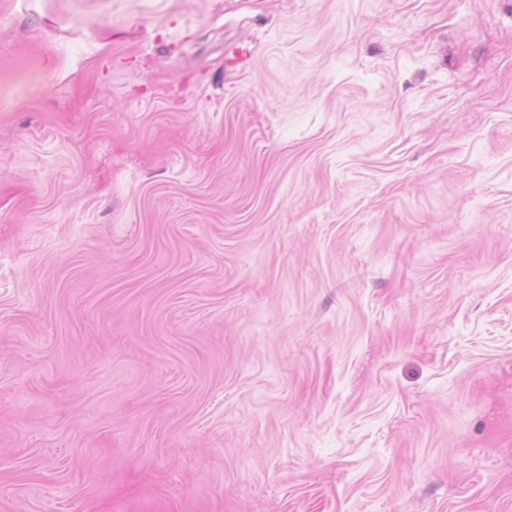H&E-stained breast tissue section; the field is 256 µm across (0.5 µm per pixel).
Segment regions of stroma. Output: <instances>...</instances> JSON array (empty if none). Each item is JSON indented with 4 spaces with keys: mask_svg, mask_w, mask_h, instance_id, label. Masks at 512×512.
<instances>
[{
    "mask_svg": "<svg viewBox=\"0 0 512 512\" xmlns=\"http://www.w3.org/2000/svg\"><path fill=\"white\" fill-rule=\"evenodd\" d=\"M0 512H512V0H0Z\"/></svg>",
    "mask_w": 512,
    "mask_h": 512,
    "instance_id": "1",
    "label": "stroma"
}]
</instances>
